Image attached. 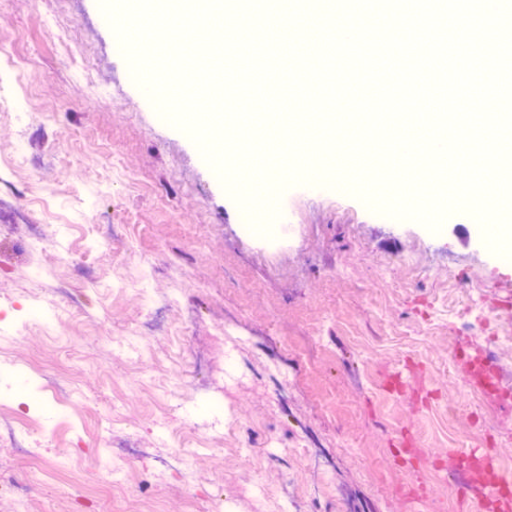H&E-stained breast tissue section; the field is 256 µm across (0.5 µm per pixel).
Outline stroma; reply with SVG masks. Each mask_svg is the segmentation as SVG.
<instances>
[{
	"instance_id": "obj_1",
	"label": "stroma",
	"mask_w": 512,
	"mask_h": 512,
	"mask_svg": "<svg viewBox=\"0 0 512 512\" xmlns=\"http://www.w3.org/2000/svg\"><path fill=\"white\" fill-rule=\"evenodd\" d=\"M0 39V367L76 390L0 381V416L33 409L30 454L0 439V512H443L457 437L512 464V403L465 387L490 349L512 390V243L473 210L433 230L315 169L232 185L101 0H0ZM43 388L49 390L58 404H65L71 400V388L67 381L52 371L42 370Z\"/></svg>"
}]
</instances>
